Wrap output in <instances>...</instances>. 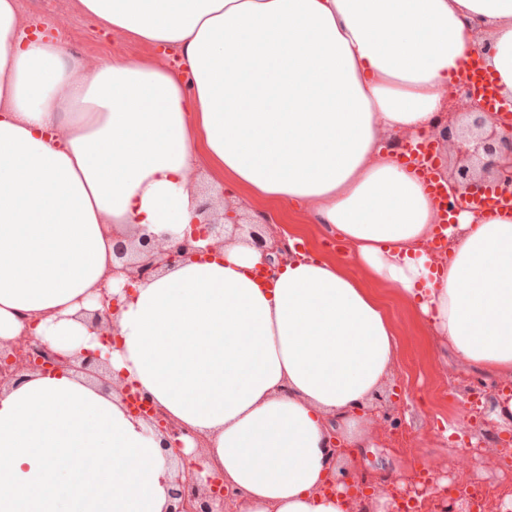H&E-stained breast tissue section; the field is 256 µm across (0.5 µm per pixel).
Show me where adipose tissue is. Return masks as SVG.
<instances>
[{
  "label": "adipose tissue",
  "instance_id": "1",
  "mask_svg": "<svg viewBox=\"0 0 512 512\" xmlns=\"http://www.w3.org/2000/svg\"><path fill=\"white\" fill-rule=\"evenodd\" d=\"M76 5L180 62L86 67L0 0V343L30 325L54 348L87 344L81 312L112 277L114 243L181 239L201 167L228 196L300 204L352 268L302 253L257 280L265 257L236 231L215 259L135 286L110 365L202 436L184 452L238 512H349L327 486L358 470L361 413L399 351L376 286L463 364L512 378V210L457 213L435 264L421 248L437 210L395 153L436 126L472 55L512 96V0ZM333 435L350 448L337 463ZM162 444L86 375H30L0 392V512H165L176 472ZM115 448L131 467L93 466Z\"/></svg>",
  "mask_w": 512,
  "mask_h": 512
}]
</instances>
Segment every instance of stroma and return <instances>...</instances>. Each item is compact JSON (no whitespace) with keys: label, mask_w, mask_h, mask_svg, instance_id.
I'll return each instance as SVG.
<instances>
[{"label":"stroma","mask_w":512,"mask_h":512,"mask_svg":"<svg viewBox=\"0 0 512 512\" xmlns=\"http://www.w3.org/2000/svg\"><path fill=\"white\" fill-rule=\"evenodd\" d=\"M23 21L39 18L61 31L65 47L86 66L102 59L120 56L141 63L175 66L172 52L142 44L117 31L103 30L92 18L75 6V0H18ZM243 211H268L267 231H288L301 239L304 247L335 256L344 266H351L350 251L345 242L324 233L312 223L308 211L295 204L267 209L263 201L242 194ZM392 326L401 341L395 368L386 392L401 397L396 423L386 422L381 409H374L364 427L375 433L371 446L359 449L366 470L391 479L408 478L421 469L432 470L436 479L456 477L459 449L453 439L460 423L471 428L484 424V410L477 393L485 383L480 376L458 365L428 336L408 304L391 287L381 290Z\"/></svg>","instance_id":"1"}]
</instances>
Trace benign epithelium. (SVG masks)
<instances>
[{"instance_id":"benign-epithelium-1","label":"benign epithelium","mask_w":512,"mask_h":512,"mask_svg":"<svg viewBox=\"0 0 512 512\" xmlns=\"http://www.w3.org/2000/svg\"><path fill=\"white\" fill-rule=\"evenodd\" d=\"M456 112H446L438 125L440 136L451 146L453 165L448 174L450 208L465 207L464 200L473 196L472 187L488 180L501 191L512 194V121L488 112L476 96L465 89L451 94ZM210 207L199 205L203 220L192 225L181 240L166 244L152 236L139 238L138 257L132 262H124L112 268V277L123 280L121 292L112 293L107 288L99 289L97 310H85L98 342L112 347V309L120 304L121 295H129L134 285L147 281L160 269L179 264L202 253L196 246L200 240H210V247L224 246L225 221L238 223V218L223 213L217 218L209 215ZM254 245L262 252L274 254L279 262L290 257L288 244L283 239H267L261 232H252ZM73 369L97 380L107 391L115 387L112 371L106 367L101 357V349L84 347L72 353L53 349L49 344L29 332L17 337L9 347H0V390L14 385L31 374L46 375ZM129 412L145 420L154 432L163 436L164 448L181 461L182 470L177 476L171 491L168 512H234V498L224 490V485L214 480L203 485L197 481L194 468L199 466L193 456L184 455L183 436L194 433L171 420L164 410L147 401L143 410L129 409ZM417 493L438 506V512H461L463 505L442 497L430 487L407 488L404 494Z\"/></svg>"}]
</instances>
